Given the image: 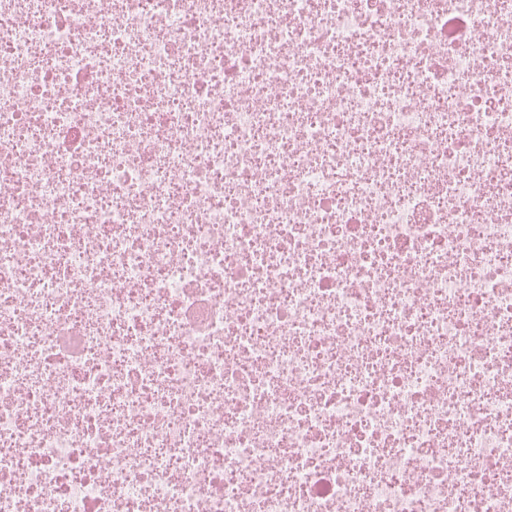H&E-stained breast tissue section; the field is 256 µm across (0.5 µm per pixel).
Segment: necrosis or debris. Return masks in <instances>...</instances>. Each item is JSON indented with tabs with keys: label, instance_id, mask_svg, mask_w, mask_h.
<instances>
[{
	"label": "necrosis or debris",
	"instance_id": "necrosis-or-debris-1",
	"mask_svg": "<svg viewBox=\"0 0 512 512\" xmlns=\"http://www.w3.org/2000/svg\"><path fill=\"white\" fill-rule=\"evenodd\" d=\"M0 512H512V0H0Z\"/></svg>",
	"mask_w": 512,
	"mask_h": 512
}]
</instances>
